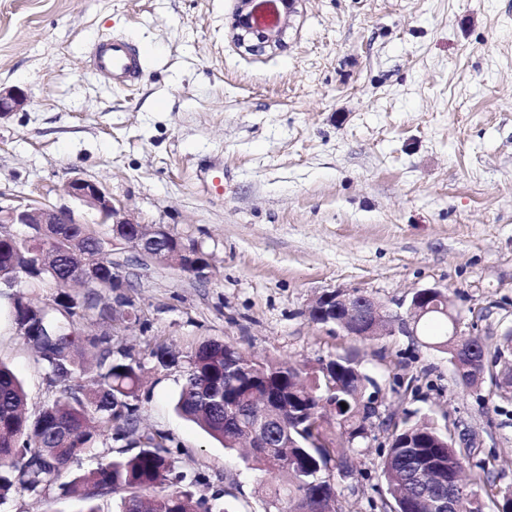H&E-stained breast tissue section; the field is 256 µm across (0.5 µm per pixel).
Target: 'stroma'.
<instances>
[{
  "label": "stroma",
  "instance_id": "stroma-1",
  "mask_svg": "<svg viewBox=\"0 0 512 512\" xmlns=\"http://www.w3.org/2000/svg\"><path fill=\"white\" fill-rule=\"evenodd\" d=\"M238 0H0V86L26 106L0 119V193L87 208L65 193L101 183L128 213L212 255L208 282L167 264L131 294L142 328L98 315L140 353L149 337L180 350L218 339L257 360L309 368L351 356L376 385L382 417L427 418L471 440L470 466L512 490V399L491 380L456 381L431 347L444 325L369 341L313 324L337 288L405 313L417 289L447 291L489 354L512 328V0H299L283 43L233 37ZM100 39L145 52L138 84L117 89L90 66ZM0 362L30 412L46 376L0 293ZM177 370L149 371L147 426L168 430L182 469L231 490L237 512H267L238 452L175 410ZM384 426L359 469L336 474L346 512H379Z\"/></svg>",
  "mask_w": 512,
  "mask_h": 512
}]
</instances>
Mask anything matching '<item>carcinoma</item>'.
I'll return each instance as SVG.
<instances>
[{
    "label": "carcinoma",
    "instance_id": "1",
    "mask_svg": "<svg viewBox=\"0 0 512 512\" xmlns=\"http://www.w3.org/2000/svg\"><path fill=\"white\" fill-rule=\"evenodd\" d=\"M104 240L86 233L82 224H52L28 238L0 243V283L11 288L19 278L29 287L48 283L57 289L55 306H41L12 295L17 332L35 354L48 385L76 381L52 394L36 416L27 413V394L13 371L0 363V503L11 494L41 496L52 490L76 495L81 512H101L99 501L121 495L120 512H233L220 495H207L208 475L178 465L179 449L170 433L141 425L140 388L145 364L129 351L114 348L112 327L79 336L76 326L98 308L104 292H112V262L101 263ZM93 264L97 276L86 286L83 300L67 292L72 280ZM100 309V308H98ZM100 316L110 320L107 310ZM155 370L185 368L175 409L195 422L224 448L236 446L232 417L246 411L252 385L227 368L229 359L247 361L236 346L213 340L177 354L165 341L148 343ZM335 357L340 371L308 370L286 362L252 361L269 388L285 392L283 419L274 426V447L247 453V466L265 487L276 512H343L334 471L357 470L355 449H340L333 435L363 430V400L358 390L370 379ZM347 409H341V403ZM106 436L109 457L97 467L64 482L69 463ZM438 459L443 483L462 475L470 451L448 440L429 421L404 424L388 440L382 475L389 499L383 512H425L418 479L416 449ZM495 496L487 472L472 471L459 497V512H484L482 495ZM502 512H512V491L500 493Z\"/></svg>",
    "mask_w": 512,
    "mask_h": 512
}]
</instances>
